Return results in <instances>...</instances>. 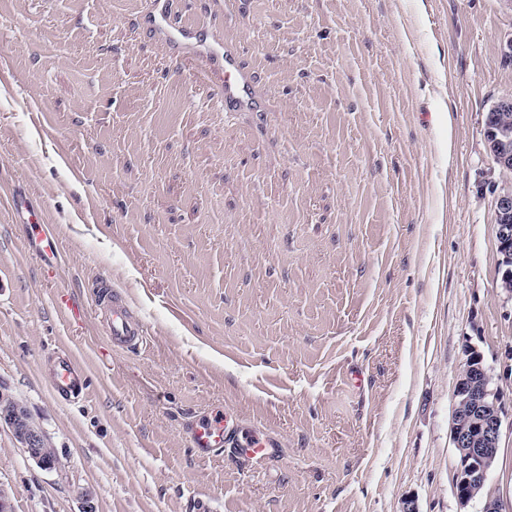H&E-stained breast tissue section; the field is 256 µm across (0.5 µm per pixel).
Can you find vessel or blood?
<instances>
[{
  "mask_svg": "<svg viewBox=\"0 0 512 512\" xmlns=\"http://www.w3.org/2000/svg\"><path fill=\"white\" fill-rule=\"evenodd\" d=\"M188 61L197 76L218 87L217 99L225 111L236 112L248 104L252 76L243 67L237 49L215 43L194 51ZM26 224L29 251L39 256L53 254L56 240L41 215L29 212ZM106 321L107 338L113 346L130 350L146 346L147 327L128 299L113 298L107 306ZM87 386L85 368L72 355L58 356L52 368L54 392L64 398L76 397L85 393ZM187 445L200 459L227 452L252 462L274 456L278 448L273 439L246 427L226 409L195 420L187 429Z\"/></svg>",
  "mask_w": 512,
  "mask_h": 512,
  "instance_id": "vessel-or-blood-1",
  "label": "vessel or blood"
}]
</instances>
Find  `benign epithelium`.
Returning <instances> with one entry per match:
<instances>
[{"label":"benign epithelium","mask_w":512,"mask_h":512,"mask_svg":"<svg viewBox=\"0 0 512 512\" xmlns=\"http://www.w3.org/2000/svg\"><path fill=\"white\" fill-rule=\"evenodd\" d=\"M499 121L487 123L486 144L503 185L496 201L499 251L502 255V290L512 295V93L502 95L493 107ZM451 436L456 448L454 492L459 512H468L476 500V490L485 485L498 449L503 423V407L498 391L482 356L467 350L463 370L454 392ZM0 426L10 430L36 463L46 469L50 447L28 409L0 391Z\"/></svg>","instance_id":"benign-epithelium-1"}]
</instances>
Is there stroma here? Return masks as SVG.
<instances>
[{"label":"stroma","instance_id":"35a3bbf8","mask_svg":"<svg viewBox=\"0 0 512 512\" xmlns=\"http://www.w3.org/2000/svg\"><path fill=\"white\" fill-rule=\"evenodd\" d=\"M240 49L227 113L142 0H0V427L13 512H457L453 392L475 346L506 421L485 493L512 512V297L485 117L512 92L506 0H172ZM52 224L28 253L13 201ZM133 298L142 352L95 286ZM66 295L84 314L72 320ZM89 388H51L56 355ZM360 372L362 384L351 374ZM214 407L280 445L197 459ZM107 338L112 346L138 350L147 345L149 336L144 321L136 314L126 298L112 295L107 305ZM0 426L10 430L41 468H49L52 449L28 409L9 394L0 391Z\"/></svg>","mask_w":512,"mask_h":512}]
</instances>
